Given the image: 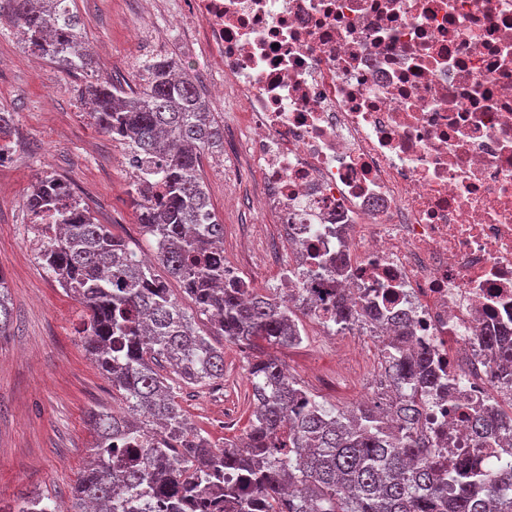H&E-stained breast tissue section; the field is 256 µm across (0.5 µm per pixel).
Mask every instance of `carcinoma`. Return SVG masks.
<instances>
[{
  "label": "carcinoma",
  "mask_w": 512,
  "mask_h": 512,
  "mask_svg": "<svg viewBox=\"0 0 512 512\" xmlns=\"http://www.w3.org/2000/svg\"><path fill=\"white\" fill-rule=\"evenodd\" d=\"M72 0H8L0 17L20 28L35 55L64 70H90ZM144 84L128 92L108 78L84 88L98 129L127 146L138 164L134 182L138 224L158 245L156 259L180 282L213 335L254 348L301 342L287 301L226 277L224 224L200 173L202 154L224 145V129L187 75L168 57L145 64ZM46 175L27 196L34 215L54 210L59 223L41 259L64 292L85 311L83 343L122 398L125 411L88 414L93 463L72 488L76 512H143L132 492L148 485L166 512H186L206 497L212 512H248L246 484L262 495L265 512H512V466L482 470L467 458L443 463L418 427L422 404L437 379L429 355L406 349L411 325L393 318L396 379L406 395L391 414L380 403L334 411L288 377L277 358L256 357L249 369L253 395L249 431L217 448L186 418L173 385L155 366L170 365L184 384L224 378V352L172 298L151 263L98 223L86 207ZM367 311L338 296L335 333L353 329ZM10 324V298L0 274V334ZM472 436L486 444L512 431V415L476 416ZM151 433L143 468L112 464V441L138 444ZM15 512H57L54 500L23 499Z\"/></svg>",
  "instance_id": "cac0c4a2"
}]
</instances>
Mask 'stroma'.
<instances>
[{
    "label": "stroma",
    "mask_w": 512,
    "mask_h": 512,
    "mask_svg": "<svg viewBox=\"0 0 512 512\" xmlns=\"http://www.w3.org/2000/svg\"><path fill=\"white\" fill-rule=\"evenodd\" d=\"M84 33L102 71L114 83L136 87L143 62L168 56L196 78L211 73L209 58L181 37V0H155L148 29L134 23V0H75ZM0 107L14 114L10 161L0 167V272L6 276L12 327L0 336V512H13L21 498L49 496L72 508L71 490L83 474L94 441L89 410L120 411L111 382L97 368L82 340L83 308L42 266L25 198L40 177L65 181L99 223L131 248L147 252L134 204L135 172L126 146L101 133L81 96L92 71L69 73L55 61L24 48L12 24L0 21ZM224 124L223 148L203 154L201 175L224 224V259L252 287L276 294L288 259L284 229L257 202L265 188L251 169L236 123L224 105L210 100ZM201 334L224 351V377L198 388L179 386L175 400L216 447L244 437L253 407L249 365L256 353L213 335L196 315ZM303 340L273 349L289 376L318 402L346 408L376 401L371 379L374 350L358 330L330 336L300 315Z\"/></svg>",
    "instance_id": "obj_1"
}]
</instances>
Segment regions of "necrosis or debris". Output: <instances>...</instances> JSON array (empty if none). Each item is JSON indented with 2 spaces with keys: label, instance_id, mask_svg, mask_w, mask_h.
Returning a JSON list of instances; mask_svg holds the SVG:
<instances>
[{
  "label": "necrosis or debris",
  "instance_id": "necrosis-or-debris-1",
  "mask_svg": "<svg viewBox=\"0 0 512 512\" xmlns=\"http://www.w3.org/2000/svg\"><path fill=\"white\" fill-rule=\"evenodd\" d=\"M296 253L281 281L315 314L372 305L385 340L407 313L436 395L438 455L479 447L474 416L512 405L488 334L512 336V0H189Z\"/></svg>",
  "mask_w": 512,
  "mask_h": 512
}]
</instances>
